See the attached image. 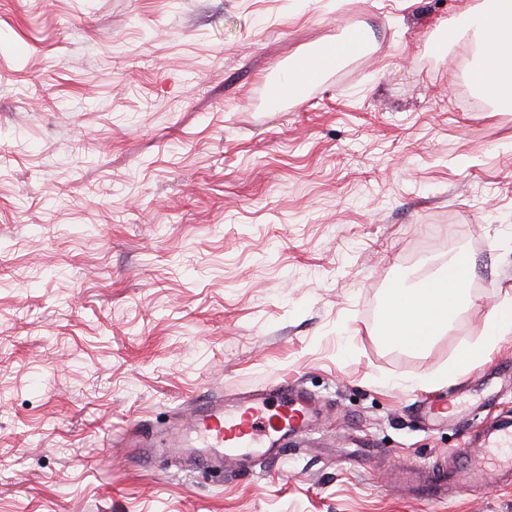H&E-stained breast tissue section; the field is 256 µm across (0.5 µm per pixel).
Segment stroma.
<instances>
[{
  "label": "stroma",
  "mask_w": 512,
  "mask_h": 512,
  "mask_svg": "<svg viewBox=\"0 0 512 512\" xmlns=\"http://www.w3.org/2000/svg\"><path fill=\"white\" fill-rule=\"evenodd\" d=\"M483 3L0 0V512H512L496 475L398 485L512 419V337L416 384L512 284V110L436 44ZM356 30L267 109L269 76ZM460 252L473 308L426 354L380 343L384 290ZM285 380L321 407L282 460L169 456L199 396ZM456 470H450L447 466H432L427 472L419 473L408 470L405 474L412 482L413 492L417 495L426 496L429 499L437 500L444 496L449 489L451 482L455 480Z\"/></svg>",
  "instance_id": "stroma-1"
}]
</instances>
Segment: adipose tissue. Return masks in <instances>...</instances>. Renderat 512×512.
<instances>
[{
    "mask_svg": "<svg viewBox=\"0 0 512 512\" xmlns=\"http://www.w3.org/2000/svg\"><path fill=\"white\" fill-rule=\"evenodd\" d=\"M474 34L483 54L469 74L471 84L492 98L512 102V0H489L476 10L470 30H449L451 41ZM473 259L456 255L429 279L412 288L395 289L392 305L384 317L383 335L395 347L425 352L438 336L447 332L471 303L469 283ZM512 336V294L502 299L486 316L477 340L434 376L421 379L424 387L457 382L470 368L484 361L506 337Z\"/></svg>",
    "mask_w": 512,
    "mask_h": 512,
    "instance_id": "1",
    "label": "adipose tissue"
}]
</instances>
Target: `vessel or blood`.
Wrapping results in <instances>:
<instances>
[{
    "instance_id": "vessel-or-blood-1",
    "label": "vessel or blood",
    "mask_w": 512,
    "mask_h": 512,
    "mask_svg": "<svg viewBox=\"0 0 512 512\" xmlns=\"http://www.w3.org/2000/svg\"><path fill=\"white\" fill-rule=\"evenodd\" d=\"M316 400L302 388L280 382L267 393L248 394L225 404L222 397L209 395L194 403V416L187 427L171 432L168 448L179 455L189 451L195 460L213 456L235 461L244 457L280 456L289 438L303 432L313 415ZM485 451L455 449L459 468L470 483H485L488 473L512 472V430L500 425L483 434ZM415 494L432 500L443 498L455 478L453 470L439 465L427 472H410Z\"/></svg>"
}]
</instances>
